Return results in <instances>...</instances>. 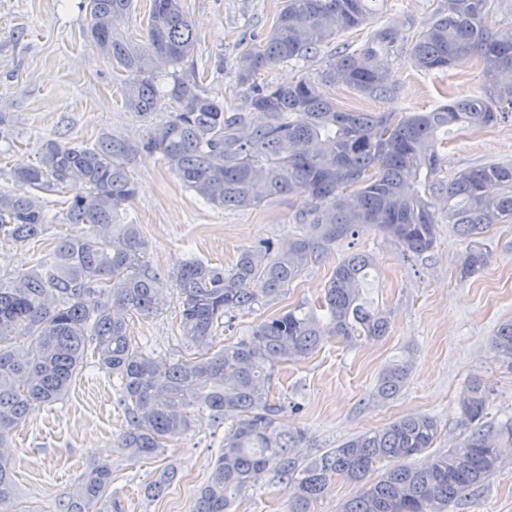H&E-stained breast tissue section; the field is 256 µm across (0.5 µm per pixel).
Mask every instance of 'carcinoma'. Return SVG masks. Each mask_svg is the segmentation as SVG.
Returning a JSON list of instances; mask_svg holds the SVG:
<instances>
[{
    "mask_svg": "<svg viewBox=\"0 0 512 512\" xmlns=\"http://www.w3.org/2000/svg\"><path fill=\"white\" fill-rule=\"evenodd\" d=\"M372 0H286L258 45L236 49L232 74L246 88L231 110L199 84L193 68L194 27L182 0H150L145 36L125 31L134 0H83L88 36L122 73L126 109L148 119L168 118L133 144L105 133L91 146L43 143L35 164L13 172L27 188L0 190V239L24 247L39 241L51 222L41 195L69 187L66 221L84 224L81 236L56 240L50 261L0 274V512L19 508L11 440L36 408L57 403L83 367L85 350L119 380L117 404L124 429L116 447L137 461L154 457L194 426L196 413L231 420L209 482L191 512H231L237 495L268 472L288 490V512H312L332 482L360 486L340 512H449L463 493L483 486L512 453V418L485 422L491 391L480 378L459 395L460 446L427 453L440 424L427 414L395 420L352 437L301 463L292 448L307 439L285 431L281 413L301 410L272 388L273 369L302 362L331 340L347 347L386 335L388 318L366 296L373 256H345L324 285L323 314L298 306L256 324L249 336L214 351L219 321L251 308L260 282L275 297L334 245L368 225L406 257L437 243L450 224L470 246L460 278L480 274L491 253L481 235L512 221V165L489 164L448 177L441 149L450 126L472 130L512 121V31L490 34L481 15L491 0H443L412 43L408 59L420 71H445L462 55L481 64L477 94L422 112L340 110L322 87L343 85L381 99L395 90L382 57L394 52L389 26L370 32L357 48L325 49L343 34L372 24ZM322 60L285 85L257 81L272 67ZM140 151L157 154L183 186L217 208H257L297 196L296 214L309 233L286 244L241 251L228 269L186 258L174 288L180 299L182 337L197 356L163 360L127 333L126 320L165 305L164 286L136 224L124 215L136 198L128 161ZM512 367V323L491 339ZM412 371L409 359L380 373L376 394L396 396ZM176 477L164 470L148 485L160 495ZM112 462L88 467L60 512H101L112 506Z\"/></svg>",
    "mask_w": 512,
    "mask_h": 512,
    "instance_id": "1",
    "label": "carcinoma"
}]
</instances>
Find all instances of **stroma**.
Listing matches in <instances>:
<instances>
[{"mask_svg":"<svg viewBox=\"0 0 512 512\" xmlns=\"http://www.w3.org/2000/svg\"><path fill=\"white\" fill-rule=\"evenodd\" d=\"M284 0H184L197 35L195 70L204 89L230 105L244 93L218 56L232 58L237 44L256 45L270 31ZM79 0H0V113L10 120L13 147L0 141V188L14 189L11 169L34 163L41 144L56 139L88 146L105 132L137 141L149 122L128 112L121 83L87 36L89 16ZM441 0H378L377 23H391L404 40L424 26ZM385 64L397 80L391 97L373 100L342 87L326 93L338 108L366 112L427 111L452 96L478 91L482 77L476 57L456 61L445 72L425 73L407 57L388 56ZM490 163L512 164V123L448 136V172ZM138 193L127 218L139 224L151 263L162 276L175 273L189 257L231 267L238 254L260 240L284 243L302 234L295 214L301 200L284 196L251 209H220L183 187L158 156L138 154L129 164ZM53 219L43 239L22 248L0 242V271L29 268L44 261L55 238L84 232L81 224L63 223L66 194L46 198ZM490 266L476 278H459L467 243L443 224L435 249L418 258L373 228L336 244L322 260L283 289L238 315L233 328L219 327L215 347L236 342L267 317L296 306L317 305L326 281L347 254L374 255L379 277L368 295L390 319L385 338L348 348L331 341L302 363H284L274 384L301 413L285 412L281 424L308 433L295 453L307 460L343 440L414 414L434 416L442 433L434 445L459 446L458 395L472 377L491 389L488 421L512 417V367L490 347L499 325L512 320V223L492 225L485 234ZM157 315L129 320L131 336L154 355L176 360L187 355L180 339L175 288L165 292ZM411 358L412 373L393 398L376 396L375 386L389 363ZM112 389V376L93 356L64 399L36 409L13 435L14 474L19 500L31 512H58L59 502L93 462H112V500L119 512H191L224 444L225 426L199 414L192 431L169 443L151 460L131 462L113 443L124 416ZM167 467L177 476L162 496L152 498L146 485ZM232 512H288V493L274 474L244 490ZM451 512H512V462L484 486L466 492Z\"/></svg>","mask_w":512,"mask_h":512,"instance_id":"35a3bbf8","label":"stroma"}]
</instances>
